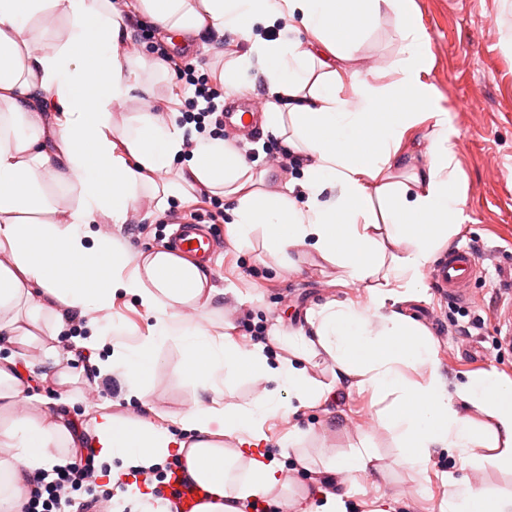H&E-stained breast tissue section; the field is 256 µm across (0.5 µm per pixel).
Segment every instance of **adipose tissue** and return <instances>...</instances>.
Wrapping results in <instances>:
<instances>
[{
  "label": "adipose tissue",
  "instance_id": "1",
  "mask_svg": "<svg viewBox=\"0 0 512 512\" xmlns=\"http://www.w3.org/2000/svg\"><path fill=\"white\" fill-rule=\"evenodd\" d=\"M163 38L231 33L247 52L230 54L220 82L237 93L257 70L269 95L263 128L285 139L301 166L297 181L255 177L224 139L187 133L177 109H152L153 58L129 59L126 16ZM385 18L400 40L395 82L361 64L359 45ZM279 27L277 39L260 28ZM414 0H0V512H22L33 479L75 454L71 397L27 394L17 354L36 348L57 366L72 322L84 320L79 348H100L99 378L117 377L145 414L100 410L89 434L117 489L112 512H168L128 473L179 456L208 491L199 512H244L263 497L282 507L292 485L285 467L323 469L341 480L376 471L369 442L337 459L303 455L302 431L289 432L278 456L257 453L267 417L319 403L333 385L370 390L377 419L397 441L395 465L426 471L445 452L461 468L512 475V380L496 371L449 385L435 343L400 305L423 286V271L460 223L466 198L448 117L427 82L434 60ZM137 112H128L130 102ZM430 118L427 158L401 154L406 134ZM188 161L176 165L180 155ZM200 189L223 197L234 242L261 235L271 254L314 250L347 280L378 278L366 307L332 301L306 328L286 334L291 358L269 360L264 345H231L212 313L218 290L205 265L175 249L128 250L102 224L139 216L143 199ZM134 299L146 336L114 339L103 322L117 296ZM192 358L195 397L179 432L155 425L144 371L164 352ZM325 353L332 384L302 362ZM266 387L228 403L224 388L243 373ZM492 421L490 429L474 413ZM235 447H225V439ZM440 512H512V497L449 478Z\"/></svg>",
  "mask_w": 512,
  "mask_h": 512
}]
</instances>
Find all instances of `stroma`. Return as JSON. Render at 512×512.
<instances>
[{
	"label": "stroma",
	"instance_id": "obj_1",
	"mask_svg": "<svg viewBox=\"0 0 512 512\" xmlns=\"http://www.w3.org/2000/svg\"><path fill=\"white\" fill-rule=\"evenodd\" d=\"M415 5L435 59L427 79L436 88L439 107L448 114L459 173L456 188L466 198L452 244L474 250L482 263L469 284L466 301L441 294L430 266L424 271L426 287L421 296L402 309L432 335L437 357L451 381H465L492 369L512 379V348L500 344L496 319L497 309L512 301V52L502 44L503 32L512 28V0H415ZM167 48L198 78L222 68L223 53L244 50L230 35L225 36L223 47H214L203 32L173 39ZM398 49L395 22L389 18L363 38L359 54L386 67ZM237 132V127L225 125L223 137L234 142L238 152L247 153L255 172L277 165L283 153L280 139L260 132L242 142ZM193 210L218 246L209 265L211 279L222 291L216 303L224 308V331L238 347H251L258 327L263 326L269 336V357L287 356L278 335L305 326L309 311L330 300L368 302L375 279L344 281L338 267L311 250L292 252L287 265L263 249L261 238H253L248 246L235 244L220 197L193 203L169 199L165 210L154 211L141 225H123L121 235L134 251L165 246L178 219ZM62 366L75 378L71 389L79 401L70 411L74 424L91 427L102 405L117 416L138 413L137 404L125 400L117 383L96 381L97 371L89 366L83 350H75ZM182 367L181 357L172 353L145 373L162 413L157 423L173 431L178 428L176 413L193 403ZM376 411L369 393L340 385L328 400L266 420L261 452L278 454L282 439L294 429L305 433L303 446L309 453L328 457L348 452L367 436L387 466L385 473L373 472L351 483L322 472L300 471L286 512H302L307 504L318 503L322 488L349 493L362 512L386 503L393 504L396 512H439L448 494L447 476L459 474L458 463L442 453L420 476L394 467L395 442L379 426Z\"/></svg>",
	"mask_w": 512,
	"mask_h": 512
}]
</instances>
